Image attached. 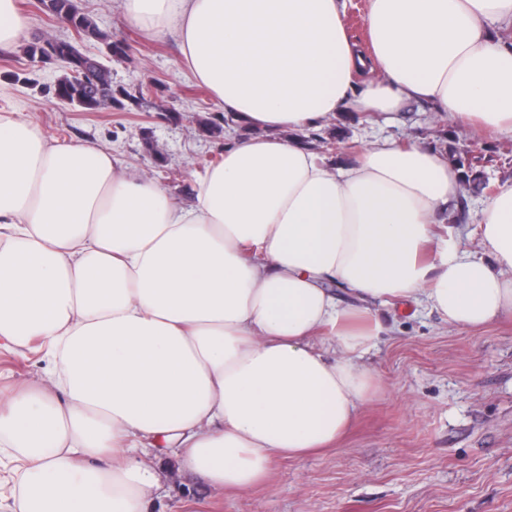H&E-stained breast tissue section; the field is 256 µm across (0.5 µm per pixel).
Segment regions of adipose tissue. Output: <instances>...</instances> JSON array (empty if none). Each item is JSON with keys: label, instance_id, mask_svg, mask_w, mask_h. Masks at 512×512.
I'll return each mask as SVG.
<instances>
[{"label": "adipose tissue", "instance_id": "ef3b65f1", "mask_svg": "<svg viewBox=\"0 0 512 512\" xmlns=\"http://www.w3.org/2000/svg\"><path fill=\"white\" fill-rule=\"evenodd\" d=\"M125 14L176 34L228 143L181 205L110 150L0 113V348L36 340L53 364L0 396L11 512H148V446L215 489L250 488L354 424L381 308L474 330L512 317V184L480 212L477 256L434 233L460 189L443 153L384 140L335 167L278 136L430 101L512 137V41L494 35L512 0H369L366 52L343 0H125Z\"/></svg>", "mask_w": 512, "mask_h": 512}]
</instances>
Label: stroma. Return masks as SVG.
I'll list each match as a JSON object with an SVG mask.
<instances>
[{"instance_id": "35a3bbf8", "label": "stroma", "mask_w": 512, "mask_h": 512, "mask_svg": "<svg viewBox=\"0 0 512 512\" xmlns=\"http://www.w3.org/2000/svg\"><path fill=\"white\" fill-rule=\"evenodd\" d=\"M16 3L25 26L12 46L0 48V108L32 117L47 141L110 149L191 202L196 178L208 160L222 157L225 144L197 118L224 109L208 88L178 71L176 38L132 26L123 0H78L102 31L129 47L125 59L110 65L113 85L158 87L136 112H80L46 93L61 67L36 65L23 53L34 39H67L70 30L42 14L36 0ZM173 108L179 119L171 118ZM438 115L432 105L414 104L401 122L384 125L343 113L320 128L317 151L342 164L377 139L443 153L454 145L481 155L494 186L512 184L511 137L476 138ZM343 131L354 149L333 148ZM487 200L461 188L438 234L462 233L463 246L477 249L470 231ZM365 362L378 384L337 447L273 460L266 481L237 492L216 491L174 458H163L151 512H512V319L472 330L427 309L398 310ZM50 368L49 355L36 346L0 350V391L23 389Z\"/></svg>"}]
</instances>
